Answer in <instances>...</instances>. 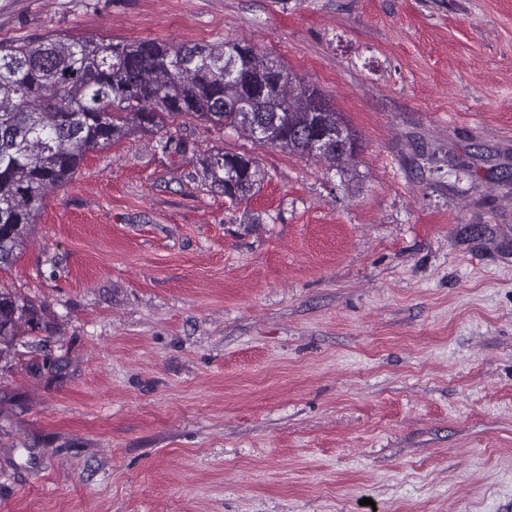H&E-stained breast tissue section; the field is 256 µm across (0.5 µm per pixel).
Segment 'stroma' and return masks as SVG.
I'll return each instance as SVG.
<instances>
[{"label":"stroma","instance_id":"stroma-1","mask_svg":"<svg viewBox=\"0 0 512 512\" xmlns=\"http://www.w3.org/2000/svg\"><path fill=\"white\" fill-rule=\"evenodd\" d=\"M244 41L356 169L184 117L51 191L0 288V512H512V0H0V41ZM204 185L224 195L231 205L250 200L260 189L262 172L258 162L246 153L210 150L195 154ZM46 307L20 299L6 289H0V358H6L14 341L27 325L35 329L41 323Z\"/></svg>","mask_w":512,"mask_h":512}]
</instances>
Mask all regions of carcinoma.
Returning <instances> with one entry per match:
<instances>
[{
  "label": "carcinoma",
  "instance_id": "carcinoma-1",
  "mask_svg": "<svg viewBox=\"0 0 512 512\" xmlns=\"http://www.w3.org/2000/svg\"><path fill=\"white\" fill-rule=\"evenodd\" d=\"M191 117L231 127L248 139L289 154L322 158L347 172L356 153L321 133L358 139L319 90L252 46L174 45L156 39L46 37L0 42V267L22 253L47 194L71 182L85 157L134 130L156 139L164 153L184 154L168 123ZM204 184L230 204L250 200L262 172L246 153L198 154ZM44 304L0 289V358L22 328H36Z\"/></svg>",
  "mask_w": 512,
  "mask_h": 512
}]
</instances>
